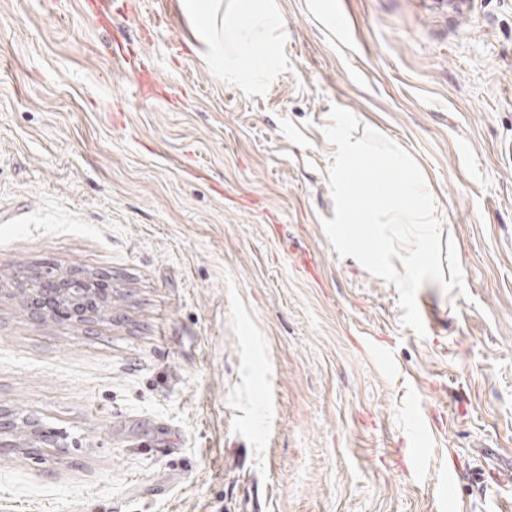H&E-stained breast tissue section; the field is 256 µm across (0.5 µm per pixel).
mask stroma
<instances>
[{
	"label": "stroma",
	"mask_w": 512,
	"mask_h": 512,
	"mask_svg": "<svg viewBox=\"0 0 512 512\" xmlns=\"http://www.w3.org/2000/svg\"><path fill=\"white\" fill-rule=\"evenodd\" d=\"M229 81L181 0H0V512H503L512 502V0H274ZM410 153L464 290L339 257L332 106ZM111 285L33 319L18 271ZM25 437V438H22ZM24 441L26 455L37 454L43 448H65L60 437L52 430L43 427L38 419L27 417L18 422L11 410L0 407V454L20 448Z\"/></svg>",
	"instance_id": "obj_1"
}]
</instances>
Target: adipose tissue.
<instances>
[{"instance_id":"adipose-tissue-1","label":"adipose tissue","mask_w":512,"mask_h":512,"mask_svg":"<svg viewBox=\"0 0 512 512\" xmlns=\"http://www.w3.org/2000/svg\"><path fill=\"white\" fill-rule=\"evenodd\" d=\"M197 33L207 35L211 62L226 79L266 74L274 63L269 32L285 27L273 0H182Z\"/></svg>"}]
</instances>
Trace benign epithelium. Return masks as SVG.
Here are the masks:
<instances>
[{
	"label": "benign epithelium",
	"mask_w": 512,
	"mask_h": 512,
	"mask_svg": "<svg viewBox=\"0 0 512 512\" xmlns=\"http://www.w3.org/2000/svg\"><path fill=\"white\" fill-rule=\"evenodd\" d=\"M12 292L27 295L28 313L36 320L58 316L73 325L83 326L93 316L89 312L93 289L76 276L45 277L42 287L34 290L32 278L23 272L14 277ZM21 446L28 456L44 448H65L60 437L43 427L38 419L27 417L20 421L12 411L0 408V454Z\"/></svg>",
	"instance_id": "7a95c632"
}]
</instances>
